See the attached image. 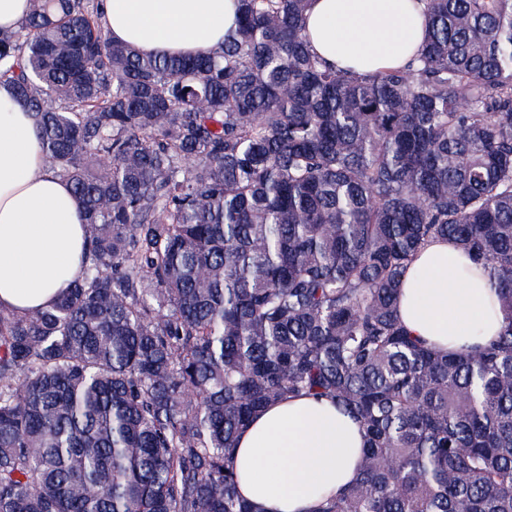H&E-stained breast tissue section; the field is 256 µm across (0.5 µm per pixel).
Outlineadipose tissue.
<instances>
[{"label": "adipose tissue", "mask_w": 512, "mask_h": 512, "mask_svg": "<svg viewBox=\"0 0 512 512\" xmlns=\"http://www.w3.org/2000/svg\"><path fill=\"white\" fill-rule=\"evenodd\" d=\"M235 0H105L113 39L145 55H195L219 46L233 26ZM311 51L331 66L374 73L420 50L422 0H310ZM82 207L45 164L30 113L0 83V306H50L82 275L87 245ZM398 316L440 353L490 344L503 315L483 268L449 240L420 250L405 275ZM359 425L325 398L269 407L239 435V491L263 512H314L323 496L360 473Z\"/></svg>", "instance_id": "ef3b65f1"}]
</instances>
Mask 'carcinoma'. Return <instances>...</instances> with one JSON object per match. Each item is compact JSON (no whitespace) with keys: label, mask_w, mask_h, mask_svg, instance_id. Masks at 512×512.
<instances>
[{"label":"carcinoma","mask_w":512,"mask_h":512,"mask_svg":"<svg viewBox=\"0 0 512 512\" xmlns=\"http://www.w3.org/2000/svg\"><path fill=\"white\" fill-rule=\"evenodd\" d=\"M197 56L112 40L104 0H30L0 83L88 228L83 277L0 307V512H262L239 432L327 398L360 477L316 512H512V0H425L403 69L310 52L309 0H236ZM504 326L437 353L397 316L429 242Z\"/></svg>","instance_id":"obj_1"}]
</instances>
